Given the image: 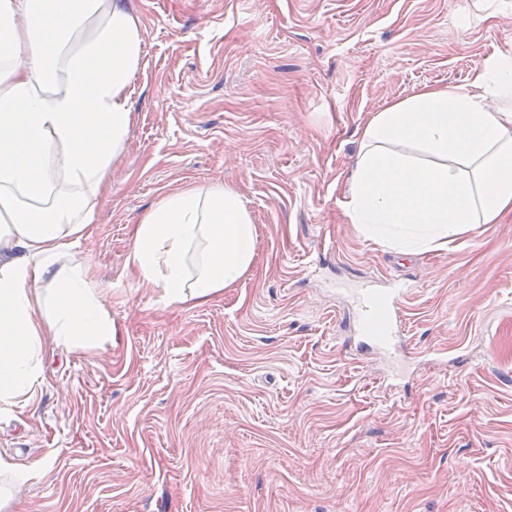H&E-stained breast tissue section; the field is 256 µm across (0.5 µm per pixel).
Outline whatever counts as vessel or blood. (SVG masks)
Listing matches in <instances>:
<instances>
[{"label":"vessel or blood","instance_id":"obj_1","mask_svg":"<svg viewBox=\"0 0 512 512\" xmlns=\"http://www.w3.org/2000/svg\"><path fill=\"white\" fill-rule=\"evenodd\" d=\"M405 297L402 288H359L352 298L363 345L399 367L407 360L402 307Z\"/></svg>","mask_w":512,"mask_h":512}]
</instances>
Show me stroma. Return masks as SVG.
<instances>
[{"mask_svg": "<svg viewBox=\"0 0 512 512\" xmlns=\"http://www.w3.org/2000/svg\"><path fill=\"white\" fill-rule=\"evenodd\" d=\"M142 35L130 123L88 236L117 334L47 357L0 411L44 475L0 512H512V214L401 254L350 224L363 124L512 55V0H122ZM237 191L255 261L171 305L128 261L192 185ZM412 286L414 373L385 386L337 287Z\"/></svg>", "mask_w": 512, "mask_h": 512, "instance_id": "35a3bbf8", "label": "stroma"}]
</instances>
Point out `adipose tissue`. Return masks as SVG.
Here are the masks:
<instances>
[{
  "label": "adipose tissue",
  "mask_w": 512,
  "mask_h": 512,
  "mask_svg": "<svg viewBox=\"0 0 512 512\" xmlns=\"http://www.w3.org/2000/svg\"><path fill=\"white\" fill-rule=\"evenodd\" d=\"M141 54L120 0H0L1 408L36 396L49 351L115 334L89 267L64 256L123 149ZM361 142L345 210L366 238L444 251L469 225L496 223L512 212V58L373 113ZM254 258L251 215L220 183L161 199L129 253L143 287L175 305L207 301Z\"/></svg>",
  "instance_id": "adipose-tissue-1"
}]
</instances>
